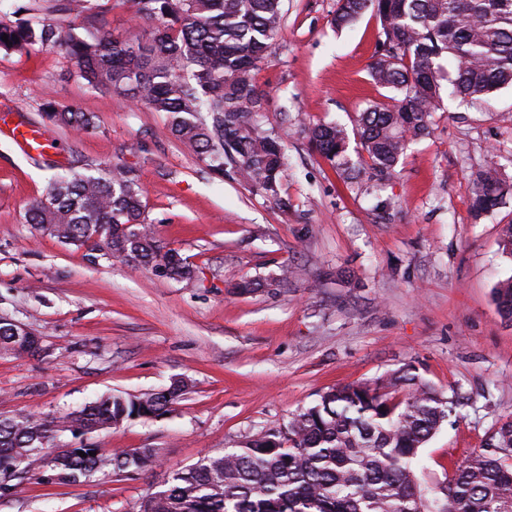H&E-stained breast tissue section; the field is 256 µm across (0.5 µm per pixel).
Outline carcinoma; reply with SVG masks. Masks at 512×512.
<instances>
[{
    "mask_svg": "<svg viewBox=\"0 0 512 512\" xmlns=\"http://www.w3.org/2000/svg\"><path fill=\"white\" fill-rule=\"evenodd\" d=\"M49 11L92 21L109 0H49ZM133 18L153 24L150 34L120 40L90 29L78 33L34 15L0 25V50L54 49L73 75L97 90L113 91L166 114L171 134L209 169L286 208L281 181L288 161L284 137L261 129L269 95L255 71L270 55L283 21L282 0H131ZM380 26L369 75L392 93L358 115L357 147L336 123L307 129L310 143L339 171L359 183L365 170L382 181L395 172L409 144L430 133L443 95L488 101L512 87V0H336L331 24L342 29L364 13ZM8 35V41L1 36ZM46 119L77 132L94 128L76 106L44 103ZM471 211L480 216L512 195L497 167L473 179ZM26 220L94 259L149 267L192 282L197 269L178 250L161 251L146 222L135 171L115 164L94 173L56 179L31 201ZM138 230L130 240L131 230ZM283 274L237 285L246 293L279 287ZM501 315L512 321V276L495 288ZM39 343H23L0 325V354L34 356ZM188 385L139 396L112 394L60 418L30 414L0 420V478L21 459L44 463L70 483L110 467L142 469L152 448L86 456L59 443L110 429L132 417H159ZM458 401L426 384L411 368L373 383L341 385L299 412L286 430H269L222 456H204L174 473L169 486L147 497L140 512H512V420L490 432L481 448L452 476L433 487L417 475L419 452Z\"/></svg>",
    "mask_w": 512,
    "mask_h": 512,
    "instance_id": "obj_1",
    "label": "carcinoma"
}]
</instances>
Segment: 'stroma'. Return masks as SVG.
<instances>
[{"instance_id":"1","label":"stroma","mask_w":512,"mask_h":512,"mask_svg":"<svg viewBox=\"0 0 512 512\" xmlns=\"http://www.w3.org/2000/svg\"><path fill=\"white\" fill-rule=\"evenodd\" d=\"M336 0H283L272 54L255 72L270 97L264 129L286 134L287 208L223 180L172 136L165 114L88 88L52 50L0 51V105L42 123L41 105H74L96 128H50L64 157L30 158L0 139V317L39 337L38 357L0 355V419H52L107 393L188 383L158 418H137L71 448H151L144 471H99L76 483L49 468L18 475L0 512H139L179 469L287 426L339 385L414 365L459 401L457 419L420 450L427 486L444 480L512 419V323L495 301L512 276L500 243L512 199L482 218L472 178L489 166L512 183V88L490 102L444 98L428 136L410 145L378 192L347 188L309 144L306 126L352 127L385 89L368 75L380 26L371 15L335 29ZM135 169L146 221L199 266L180 282L94 260L26 221L68 166ZM291 270L287 286L235 284Z\"/></svg>"}]
</instances>
